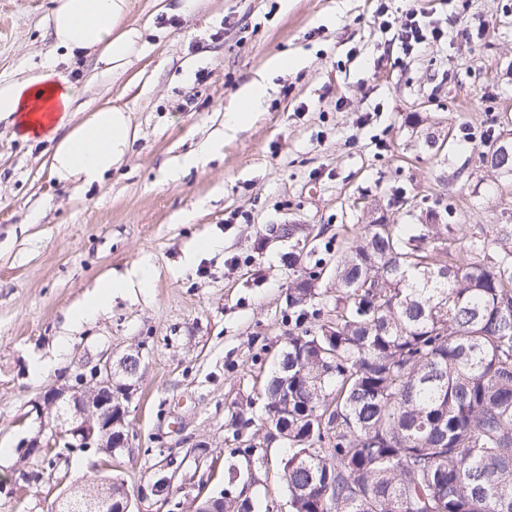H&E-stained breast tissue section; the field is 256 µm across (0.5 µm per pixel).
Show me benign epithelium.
Wrapping results in <instances>:
<instances>
[{
  "instance_id": "benign-epithelium-1",
  "label": "benign epithelium",
  "mask_w": 512,
  "mask_h": 512,
  "mask_svg": "<svg viewBox=\"0 0 512 512\" xmlns=\"http://www.w3.org/2000/svg\"><path fill=\"white\" fill-rule=\"evenodd\" d=\"M143 351L129 348L121 356L103 352L85 362L90 381L79 385L68 381L48 388L36 401L35 410L41 426L49 433L39 434L23 443L21 454L41 458L57 451L61 454L75 448H129L135 439L129 420L130 403L137 392ZM171 461L157 466L158 478L137 494L141 502L155 499L158 512H183V502L176 500L172 485L177 472H169ZM75 485L58 497L52 505L57 510L65 503L72 507H92L94 501L80 496ZM197 512H224V497L194 498Z\"/></svg>"
}]
</instances>
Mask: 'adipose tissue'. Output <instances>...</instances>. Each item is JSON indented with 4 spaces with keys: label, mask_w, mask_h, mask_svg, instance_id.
Masks as SVG:
<instances>
[{
    "label": "adipose tissue",
    "mask_w": 512,
    "mask_h": 512,
    "mask_svg": "<svg viewBox=\"0 0 512 512\" xmlns=\"http://www.w3.org/2000/svg\"><path fill=\"white\" fill-rule=\"evenodd\" d=\"M51 29L67 55L95 52L103 76L116 78L139 55L143 28L127 18L130 0H53ZM300 57L276 54L264 71L246 83L237 102L225 113L228 129L242 126L261 107L272 72L299 67ZM79 90L55 64L21 80L0 82V122L15 127L21 138L53 143L50 168L55 178L77 177L93 185L128 152L133 138L128 110L107 104L82 121L74 119Z\"/></svg>",
    "instance_id": "adipose-tissue-1"
}]
</instances>
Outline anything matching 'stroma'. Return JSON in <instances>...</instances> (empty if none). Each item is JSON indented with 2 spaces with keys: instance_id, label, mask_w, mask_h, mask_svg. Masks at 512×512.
<instances>
[{
  "instance_id": "1",
  "label": "stroma",
  "mask_w": 512,
  "mask_h": 512,
  "mask_svg": "<svg viewBox=\"0 0 512 512\" xmlns=\"http://www.w3.org/2000/svg\"><path fill=\"white\" fill-rule=\"evenodd\" d=\"M164 2L131 0L129 23L152 28L110 80L95 54L56 48L53 0H0V79L56 61L79 89L78 119L112 103L129 109L134 134L120 165L87 187L53 177L52 143L0 124V512H51L72 481L102 475L133 498L166 457L208 493L284 504L283 449L257 425L263 383L295 330L294 271L332 265L354 226L380 216L417 224L451 206L470 224L512 219V179L480 159L486 128L512 133V0H468L482 40L452 33L408 57L392 41L405 13L443 15L453 0H200L188 15ZM282 53L303 66L272 75L259 111L225 133V109ZM214 142L205 168L162 183L163 170ZM280 224L307 241L296 264L291 240L271 231ZM145 264L150 287L113 290L106 313L71 329L70 310L100 278ZM133 345L144 363L132 447L91 448L52 469L22 459L43 392ZM57 355L61 367L33 377L35 361ZM238 415L249 422L239 431ZM199 442L202 463L190 452ZM251 443L265 463L243 454Z\"/></svg>"
}]
</instances>
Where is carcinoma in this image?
I'll use <instances>...</instances> for the list:
<instances>
[{"label":"carcinoma","mask_w":512,"mask_h":512,"mask_svg":"<svg viewBox=\"0 0 512 512\" xmlns=\"http://www.w3.org/2000/svg\"><path fill=\"white\" fill-rule=\"evenodd\" d=\"M320 276L264 387L289 512H512V224L359 225L325 318Z\"/></svg>","instance_id":"obj_1"}]
</instances>
